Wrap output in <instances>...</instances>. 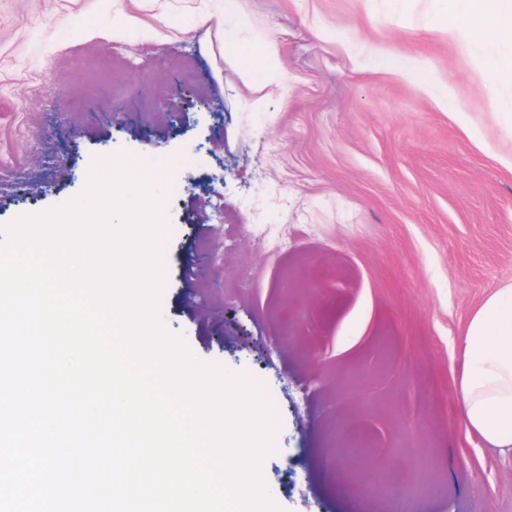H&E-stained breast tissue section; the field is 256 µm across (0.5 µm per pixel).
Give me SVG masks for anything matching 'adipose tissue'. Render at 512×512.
I'll list each match as a JSON object with an SVG mask.
<instances>
[{
    "label": "adipose tissue",
    "instance_id": "1",
    "mask_svg": "<svg viewBox=\"0 0 512 512\" xmlns=\"http://www.w3.org/2000/svg\"><path fill=\"white\" fill-rule=\"evenodd\" d=\"M472 28L483 36L512 32V11L499 0H465ZM459 385L469 430L512 452V284L480 304L462 336Z\"/></svg>",
    "mask_w": 512,
    "mask_h": 512
}]
</instances>
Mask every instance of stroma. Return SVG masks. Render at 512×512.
Listing matches in <instances>:
<instances>
[{
  "instance_id": "35a3bbf8",
  "label": "stroma",
  "mask_w": 512,
  "mask_h": 512,
  "mask_svg": "<svg viewBox=\"0 0 512 512\" xmlns=\"http://www.w3.org/2000/svg\"><path fill=\"white\" fill-rule=\"evenodd\" d=\"M458 10L0 0V227L81 195L95 161L167 165L160 314L272 401L281 512H387L378 462L404 486L424 450L420 512H512V453L458 395L464 330L512 282V34L458 38ZM188 250L213 260L192 299Z\"/></svg>"
}]
</instances>
